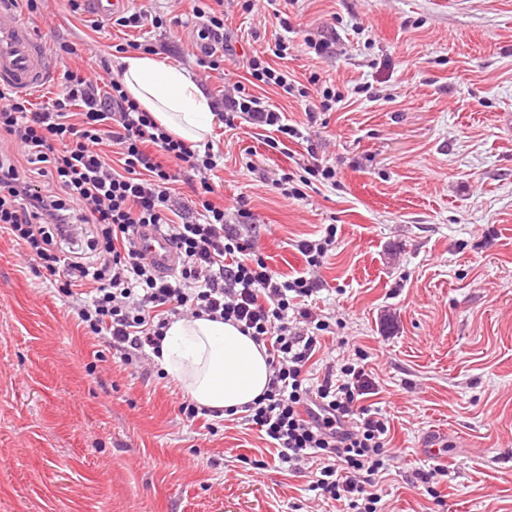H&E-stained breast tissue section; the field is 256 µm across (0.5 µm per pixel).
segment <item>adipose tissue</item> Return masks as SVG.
<instances>
[{"instance_id":"ef3b65f1","label":"adipose tissue","mask_w":512,"mask_h":512,"mask_svg":"<svg viewBox=\"0 0 512 512\" xmlns=\"http://www.w3.org/2000/svg\"><path fill=\"white\" fill-rule=\"evenodd\" d=\"M127 94L176 137L200 143L214 119L210 99L190 72L146 53L118 57ZM159 363L195 405L206 411H239L265 391V348L232 324L206 317L173 319Z\"/></svg>"}]
</instances>
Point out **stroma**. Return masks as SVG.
I'll return each instance as SVG.
<instances>
[{
    "instance_id": "stroma-1",
    "label": "stroma",
    "mask_w": 512,
    "mask_h": 512,
    "mask_svg": "<svg viewBox=\"0 0 512 512\" xmlns=\"http://www.w3.org/2000/svg\"><path fill=\"white\" fill-rule=\"evenodd\" d=\"M130 3L163 18L147 35L158 59L213 102L218 197L231 220L246 200L269 266L302 270L299 241L335 225L317 305L336 324L310 370L363 358L398 462L385 512H433L414 473L439 465L442 512H512V0H286L289 72L353 93L308 112L262 91L302 133L280 150L270 128L221 117L247 59L283 33L271 9L227 8L232 51L208 79L189 0ZM87 18L48 0L29 23L71 43L70 66L89 73L138 33ZM310 38L331 46L315 54ZM315 161L335 166V185L301 200L275 189ZM185 399L155 359L124 364L87 336L0 233V512H339L257 430L219 417L208 433L180 415Z\"/></svg>"
}]
</instances>
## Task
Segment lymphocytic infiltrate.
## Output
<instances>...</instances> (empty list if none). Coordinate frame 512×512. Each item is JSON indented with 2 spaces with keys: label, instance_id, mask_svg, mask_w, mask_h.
Instances as JSON below:
<instances>
[{
  "label": "lymphocytic infiltrate",
  "instance_id": "f902f5d3",
  "mask_svg": "<svg viewBox=\"0 0 512 512\" xmlns=\"http://www.w3.org/2000/svg\"><path fill=\"white\" fill-rule=\"evenodd\" d=\"M194 11L208 19L198 38L215 44L201 65L221 70L224 0H199ZM288 49L283 35L266 56L250 58L251 84L295 94L288 71L272 64ZM224 102L284 137L300 135L284 113L244 90ZM106 143L116 146L117 163L106 159ZM221 160L212 145L197 148L158 126L106 63L90 75L64 70L54 97L40 104L0 90V231L23 246L36 276L72 299L81 325L124 364L159 351L176 316L219 318L263 343L270 378L246 406L245 422L289 469L316 463V497L343 503L344 512H382L389 423L364 402V366L329 363L316 381L307 370L330 327L310 299L323 288L316 270L336 231L330 226L321 238L299 242L306 266L297 275L275 272L251 225L227 223L214 200ZM185 169L198 180L177 205L172 186ZM146 226L175 249L174 273L157 274L138 248L135 233Z\"/></svg>",
  "mask_w": 512,
  "mask_h": 512
}]
</instances>
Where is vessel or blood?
I'll list each match as a JSON object with an SVG mask.
<instances>
[{"label":"vessel or blood","instance_id":"1","mask_svg":"<svg viewBox=\"0 0 512 512\" xmlns=\"http://www.w3.org/2000/svg\"><path fill=\"white\" fill-rule=\"evenodd\" d=\"M54 72L35 29L22 20L13 0H0V88L35 94L49 84ZM137 244L159 272H173L177 257L162 234L142 230Z\"/></svg>","mask_w":512,"mask_h":512}]
</instances>
